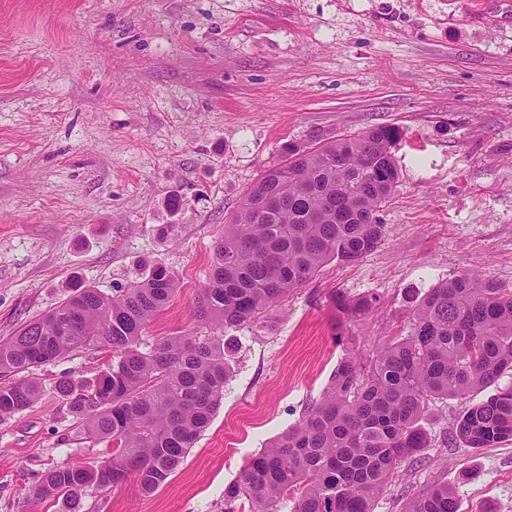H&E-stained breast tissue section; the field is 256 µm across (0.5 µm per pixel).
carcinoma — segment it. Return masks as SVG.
I'll use <instances>...</instances> for the list:
<instances>
[{
	"mask_svg": "<svg viewBox=\"0 0 512 512\" xmlns=\"http://www.w3.org/2000/svg\"><path fill=\"white\" fill-rule=\"evenodd\" d=\"M394 124L308 146L286 143L279 158L244 191L216 245L194 308L211 335L170 336L141 350L147 324L178 289L154 266L111 297L82 282L60 304L0 341V420L40 395L32 371L84 346L101 343L112 366L92 381L61 378L59 397L82 430L109 443L93 466L71 462L46 473L42 496L78 500L132 477L145 493L166 483L209 426L224 399L228 365L223 332L257 324L326 264L354 263L386 236L379 212L400 174ZM287 201L274 204L283 184ZM346 314L370 310L374 297L331 294ZM409 331L369 358L346 354L321 399L258 451L224 488V512H374L399 464L430 447L420 425L429 405L448 397L471 404L455 423L465 448L512 441V289L463 272L439 282L409 311ZM403 512H461L456 489L434 484Z\"/></svg>",
	"mask_w": 512,
	"mask_h": 512,
	"instance_id": "carcinoma-1",
	"label": "carcinoma"
}]
</instances>
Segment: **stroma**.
Returning <instances> with one entry per match:
<instances>
[{
  "label": "stroma",
  "mask_w": 512,
  "mask_h": 512,
  "mask_svg": "<svg viewBox=\"0 0 512 512\" xmlns=\"http://www.w3.org/2000/svg\"><path fill=\"white\" fill-rule=\"evenodd\" d=\"M381 124L405 132L385 239L324 266L264 323L225 332L224 400L168 481L146 494L130 479L74 506L38 497L48 471L106 454L55 390L111 365L93 344L40 367L39 399L0 421V512H224L225 486L348 352L406 334L412 297L463 272L512 288V0L477 12L465 0H0V339L72 281L112 296L153 264L180 287L142 349L206 336L193 308L246 188L284 143ZM335 290L377 302L351 318ZM462 410L430 405V448L375 512H403L435 483L464 512H512V442L458 446Z\"/></svg>",
  "instance_id": "obj_1"
}]
</instances>
